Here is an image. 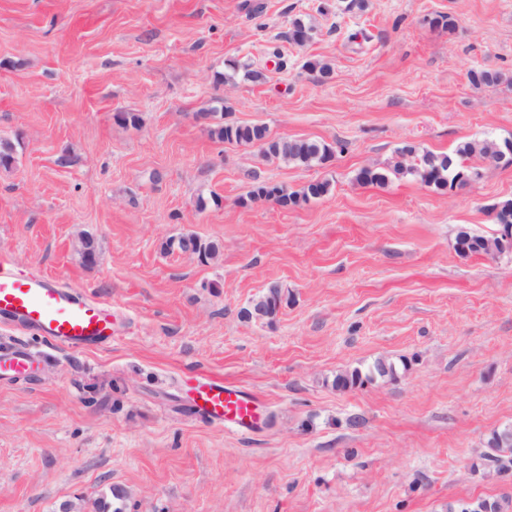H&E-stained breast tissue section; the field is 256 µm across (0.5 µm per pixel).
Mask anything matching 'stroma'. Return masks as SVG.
Instances as JSON below:
<instances>
[{"instance_id": "stroma-1", "label": "stroma", "mask_w": 512, "mask_h": 512, "mask_svg": "<svg viewBox=\"0 0 512 512\" xmlns=\"http://www.w3.org/2000/svg\"><path fill=\"white\" fill-rule=\"evenodd\" d=\"M348 3L0 0V140L15 156L0 168V254L124 315L104 348L22 335L40 374L0 384V512H89L96 499L110 512H461L512 499V469L486 459L490 433L512 426V257L456 246L460 229L498 232L512 165L482 164L452 192L354 180L407 145L449 154L512 138V0ZM296 18L315 28L302 47L287 38ZM480 67L509 80L475 86ZM225 121L344 149L322 166L270 161L213 139ZM259 179L332 190L288 209L247 202ZM187 234L218 255L165 251ZM272 286L288 297L277 317H245ZM379 360L396 376L335 388ZM198 372L261 395L266 424L240 435L196 416Z\"/></svg>"}]
</instances>
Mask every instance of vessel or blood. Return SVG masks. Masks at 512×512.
<instances>
[{"mask_svg":"<svg viewBox=\"0 0 512 512\" xmlns=\"http://www.w3.org/2000/svg\"><path fill=\"white\" fill-rule=\"evenodd\" d=\"M111 306L81 289L65 286L37 269L22 270L0 256V324L28 330L52 345L73 350L112 343ZM36 361L30 349L15 342L0 346V383L30 378ZM198 413L233 423L246 432L257 417L258 394L221 379L198 376L194 387Z\"/></svg>","mask_w":512,"mask_h":512,"instance_id":"obj_1","label":"vessel or blood"}]
</instances>
